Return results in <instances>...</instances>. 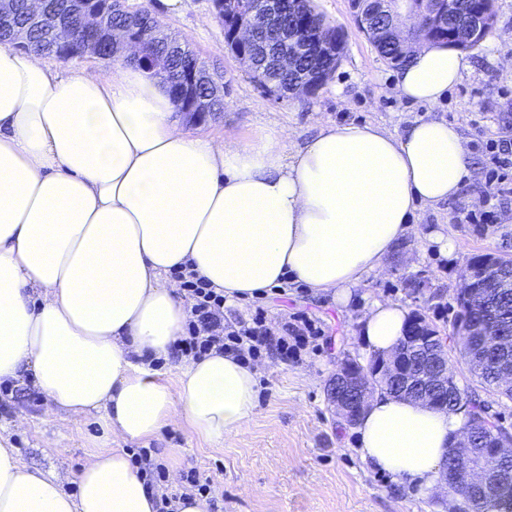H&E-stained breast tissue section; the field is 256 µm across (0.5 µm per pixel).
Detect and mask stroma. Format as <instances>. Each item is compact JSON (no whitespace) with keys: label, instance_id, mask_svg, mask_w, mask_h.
Listing matches in <instances>:
<instances>
[{"label":"stroma","instance_id":"obj_1","mask_svg":"<svg viewBox=\"0 0 512 512\" xmlns=\"http://www.w3.org/2000/svg\"><path fill=\"white\" fill-rule=\"evenodd\" d=\"M326 23L340 29L345 51L336 71L314 94L275 98L264 94L251 74L224 48V29L213 15L211 0H183L179 12H168L162 0H125L130 9L145 8L171 34L187 41L210 72L224 81V110L207 113L193 131L224 140H247L263 129L289 128L312 136L319 120L337 123L378 122L402 127L414 118L458 121L464 126L472 176L459 196L439 209L418 214L415 233L402 240L385 261L382 274L367 278L348 306L331 296H313L301 288L266 294L260 302L225 306L231 319L265 310L267 324L302 313L322 329L317 349L302 351L286 364L263 356L257 408L237 438L213 446L186 424L176 422L156 436L136 442L112 434L102 418L72 420L65 413L47 414L45 396L24 386L0 384V435L17 448L21 461L42 472L78 473L88 447L147 449L168 471L170 492L180 490L189 471L209 479L215 490V512H448L450 500L440 492L421 497L389 476L371 469L356 452L357 434L328 401L326 385L339 360L367 363L361 352L359 322L373 300H392L444 326L456 308L460 276L476 254L512 255V223L484 230L457 224L462 207L512 213V193L487 194L490 167L487 140L512 134V64L502 47L512 44V0H496V22L479 47L465 53L461 81L441 103L430 106L396 96L393 68L378 57L353 21L351 0H314ZM447 225L454 253L441 252L427 236ZM450 360L462 391L479 396L491 412L512 428V401L483 389L458 355Z\"/></svg>","mask_w":512,"mask_h":512}]
</instances>
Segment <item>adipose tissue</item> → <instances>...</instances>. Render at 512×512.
Returning a JSON list of instances; mask_svg holds the SVG:
<instances>
[{
  "mask_svg": "<svg viewBox=\"0 0 512 512\" xmlns=\"http://www.w3.org/2000/svg\"><path fill=\"white\" fill-rule=\"evenodd\" d=\"M463 56L414 49L394 74L400 98L435 105ZM471 177L461 125L403 128L323 121L304 141L271 130L244 141L194 134L164 82L126 61L109 77L61 75L36 53L0 47V383L31 382L50 412L103 414L136 441L184 422L205 443L237 436L256 410L257 373L210 352L153 363L183 335L172 274L190 266L228 303L289 285L347 306L410 233L420 208L455 199ZM410 319L373 301L367 354L392 351ZM462 416L376 394L358 453L420 494L434 491ZM23 466L0 443V512H159L124 449L92 448L75 482Z\"/></svg>",
  "mask_w": 512,
  "mask_h": 512,
  "instance_id": "adipose-tissue-1",
  "label": "adipose tissue"
}]
</instances>
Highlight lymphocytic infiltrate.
<instances>
[{"mask_svg": "<svg viewBox=\"0 0 512 512\" xmlns=\"http://www.w3.org/2000/svg\"><path fill=\"white\" fill-rule=\"evenodd\" d=\"M175 277L188 304L185 333L174 346L177 356L199 360L217 350L245 362L265 354L285 361L297 358L310 341L321 335L320 329L304 315H291L280 327H271L260 306L248 316L225 322L223 293L210 288L192 270L176 272Z\"/></svg>", "mask_w": 512, "mask_h": 512, "instance_id": "lymphocytic-infiltrate-1", "label": "lymphocytic infiltrate"}]
</instances>
